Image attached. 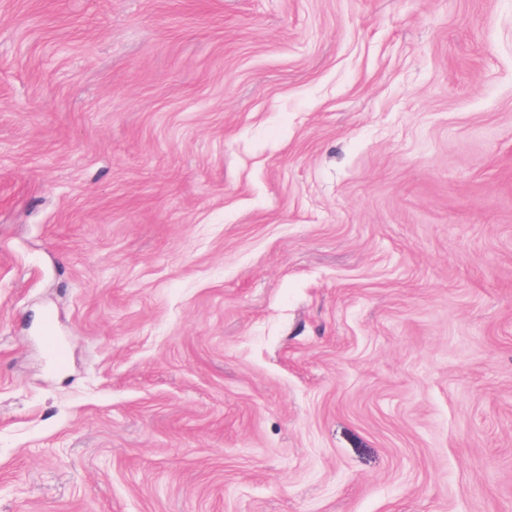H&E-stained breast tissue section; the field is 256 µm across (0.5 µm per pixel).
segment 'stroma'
<instances>
[{"mask_svg": "<svg viewBox=\"0 0 512 512\" xmlns=\"http://www.w3.org/2000/svg\"><path fill=\"white\" fill-rule=\"evenodd\" d=\"M0 512H512V0H0Z\"/></svg>", "mask_w": 512, "mask_h": 512, "instance_id": "35a3bbf8", "label": "stroma"}]
</instances>
